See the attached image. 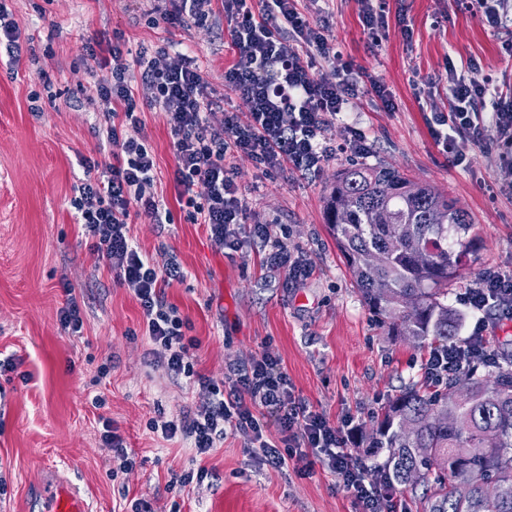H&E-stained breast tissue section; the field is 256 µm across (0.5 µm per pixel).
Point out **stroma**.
<instances>
[{
  "mask_svg": "<svg viewBox=\"0 0 512 512\" xmlns=\"http://www.w3.org/2000/svg\"><path fill=\"white\" fill-rule=\"evenodd\" d=\"M168 0H7L22 47L19 64L0 60V358L16 369L0 375V512H40L29 501L56 464L61 477L88 493L92 512H128L136 499L151 512H355L353 494L317 457L301 471L296 460L273 468L227 434L205 463L211 478L182 489L174 475L196 465L181 439L148 429L164 407L176 416L206 398L199 387L172 380L162 349L142 334L140 307L119 286L106 261L82 236L69 200L84 177L83 160H112L97 132L95 84L103 76L86 54L94 42L120 45L127 59L174 46L196 57L224 109L247 118L249 106L224 84L231 53L222 12L206 25L152 27L150 13ZM384 15L379 41L364 30L359 0H299L308 19L328 17L326 36L337 55L317 59L326 76L351 67L360 76L344 123L327 133L331 153L319 173L267 171L251 158L233 159L247 204V224L265 225L307 264L294 280L266 262L262 243L245 238L223 250L204 225L189 223L178 202L176 160L163 114L151 92L136 86L140 125L127 137L147 139L156 160L154 191L173 214L169 224L137 219L130 235L162 264L176 256L183 280L166 289L188 318L198 368L223 385L229 365L266 353L279 360L294 396L335 426L352 422L350 450L367 483L383 486L385 450L367 452L358 438L373 417L405 388L429 390L421 364L429 348L389 334L362 298L324 220L325 198L337 171L351 164L392 166L411 180L453 197L470 215L478 258L465 279L485 270L512 272V150L498 146L493 126L485 141L463 142V163L438 147L428 121L448 109V72L512 92V24L494 28L464 0H373ZM384 86L386 109L371 88ZM365 135L366 152L341 150L345 124ZM82 309L83 329L61 331L58 311L68 296ZM107 376H100L101 366ZM103 397L95 406L94 397ZM110 419L124 438L132 470L99 435Z\"/></svg>",
  "mask_w": 512,
  "mask_h": 512,
  "instance_id": "35a3bbf8",
  "label": "stroma"
}]
</instances>
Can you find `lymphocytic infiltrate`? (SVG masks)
<instances>
[{"label":"lymphocytic infiltrate","instance_id":"f902f5d3","mask_svg":"<svg viewBox=\"0 0 512 512\" xmlns=\"http://www.w3.org/2000/svg\"><path fill=\"white\" fill-rule=\"evenodd\" d=\"M216 1L230 23L228 45L233 51L224 83L248 102L247 118L225 111L222 99L209 92L195 59L187 54L172 55L162 48L151 57L140 55L131 64L119 46L107 47L102 55L90 50V59L106 72L96 94L113 161L104 167L87 162L86 177L74 186L70 206L85 238L106 260L119 285L137 300L143 334L162 347L161 361L168 375L186 379L207 394L196 409L173 418L158 415L149 423L151 432L166 440L188 441L202 459L227 432L238 433L247 438L256 456L275 468L288 464L284 449L312 448L352 491L360 512H397L391 495L366 485L364 469L347 447L348 430L330 425L323 414L293 397L277 359L264 354L230 367L220 386L196 370L192 354L196 344L184 334L188 322L165 295L166 286L183 279L184 271L174 262L156 264L131 242L133 219L145 218L153 224L173 221L171 211L152 191L156 172L152 150L123 134L125 125L139 121L134 80L151 90L152 105L165 117L176 158L175 182L185 200L188 221L205 225L223 250L238 249L247 235L267 239L263 225L243 227L247 206L234 179L232 159L245 155L269 171H321L330 152L326 132L343 117L357 92L351 71L333 78L319 76L302 60L303 48L323 59L334 56L336 49L325 35L327 20L305 18L297 8L298 0H260L256 10L248 0H175L158 20L199 27L207 23ZM448 90L449 111L434 113L430 128L435 142L459 161L463 158L460 142L483 140V123L474 106L489 88L452 71ZM219 112L224 121L217 126L213 118ZM200 185L207 193L199 202L194 189ZM457 302L472 314L474 323L459 341L430 350L423 370L433 382L477 360L492 361L485 335L487 315L494 309L512 318V274L485 272ZM267 417L279 427V443L263 435Z\"/></svg>","mask_w":512,"mask_h":512}]
</instances>
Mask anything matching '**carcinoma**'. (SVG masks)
Returning <instances> with one entry per match:
<instances>
[{
	"instance_id": "1",
	"label": "carcinoma",
	"mask_w": 512,
	"mask_h": 512,
	"mask_svg": "<svg viewBox=\"0 0 512 512\" xmlns=\"http://www.w3.org/2000/svg\"><path fill=\"white\" fill-rule=\"evenodd\" d=\"M324 215L365 303L392 335L418 345L457 336L448 287L477 260L479 242L454 199L393 167L351 165L336 174ZM371 252L380 264L371 265ZM364 440L387 449V488L424 487V512H512V353L434 391L407 390Z\"/></svg>"
}]
</instances>
